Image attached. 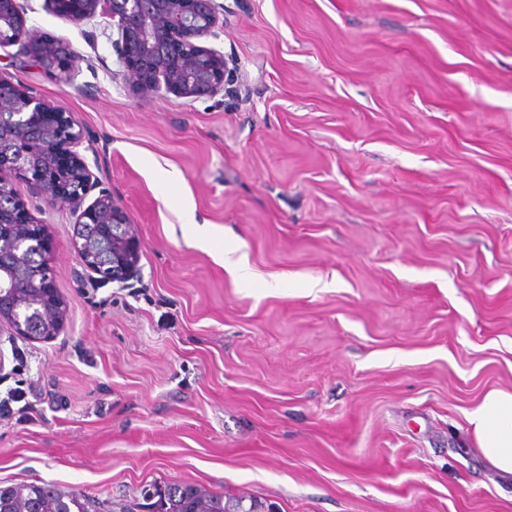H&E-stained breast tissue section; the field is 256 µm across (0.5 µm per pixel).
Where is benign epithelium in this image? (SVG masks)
<instances>
[{"label": "benign epithelium", "mask_w": 512, "mask_h": 512, "mask_svg": "<svg viewBox=\"0 0 512 512\" xmlns=\"http://www.w3.org/2000/svg\"><path fill=\"white\" fill-rule=\"evenodd\" d=\"M66 14L76 23L98 15L112 20V47L139 93L201 98L236 92V66L202 44L217 36L215 0H80ZM10 46L34 54L62 85H74L69 43L28 28L19 0H0V49ZM83 139L74 112L23 93L0 76V195L11 186L5 174L25 175L38 198L66 208L84 228L74 242L82 265L104 282L124 283L139 266V229L109 189L97 188L79 152ZM94 189L98 196L86 202ZM19 209L28 206L14 193L0 206V326L12 335L48 341L59 334L67 308L45 265L52 250L46 225L13 223Z\"/></svg>", "instance_id": "obj_1"}]
</instances>
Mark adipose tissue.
I'll use <instances>...</instances> for the list:
<instances>
[{"mask_svg":"<svg viewBox=\"0 0 512 512\" xmlns=\"http://www.w3.org/2000/svg\"><path fill=\"white\" fill-rule=\"evenodd\" d=\"M465 419L485 464L512 475V391L487 390Z\"/></svg>","mask_w":512,"mask_h":512,"instance_id":"ef3b65f1","label":"adipose tissue"}]
</instances>
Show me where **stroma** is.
Instances as JSON below:
<instances>
[{"mask_svg":"<svg viewBox=\"0 0 512 512\" xmlns=\"http://www.w3.org/2000/svg\"><path fill=\"white\" fill-rule=\"evenodd\" d=\"M219 2L238 92L195 99L134 91L110 19L20 0L70 43L74 84L14 47L0 76L76 113L142 251L127 282L96 281L74 216L15 182L67 320L0 337V398L37 408L0 421V487L512 512L465 420L512 390V0ZM241 257L245 282L224 268Z\"/></svg>","mask_w":512,"mask_h":512,"instance_id":"1","label":"stroma"}]
</instances>
